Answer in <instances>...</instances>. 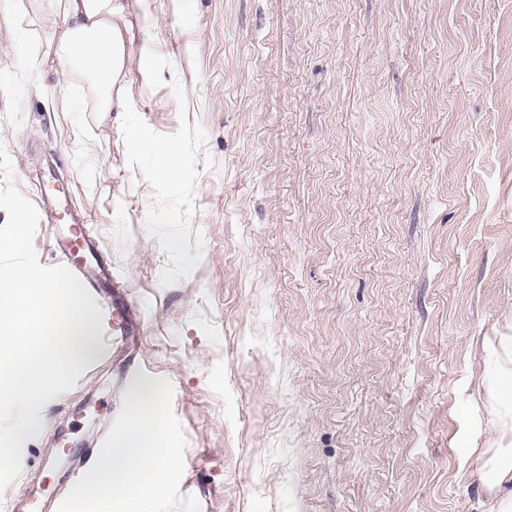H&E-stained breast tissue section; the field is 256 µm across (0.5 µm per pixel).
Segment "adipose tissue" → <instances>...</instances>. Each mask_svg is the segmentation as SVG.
I'll list each match as a JSON object with an SVG mask.
<instances>
[{"instance_id":"obj_1","label":"adipose tissue","mask_w":512,"mask_h":512,"mask_svg":"<svg viewBox=\"0 0 512 512\" xmlns=\"http://www.w3.org/2000/svg\"><path fill=\"white\" fill-rule=\"evenodd\" d=\"M45 25L59 27L46 48L31 57L38 73L52 67L75 79L69 103L75 112H124L129 62L131 10L148 11L149 0H42ZM494 375L491 387L495 447L465 444V457L476 458L487 512H512V336L499 337L488 349Z\"/></svg>"}]
</instances>
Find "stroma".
Listing matches in <instances>:
<instances>
[{
    "mask_svg": "<svg viewBox=\"0 0 512 512\" xmlns=\"http://www.w3.org/2000/svg\"><path fill=\"white\" fill-rule=\"evenodd\" d=\"M16 3L0 145L60 215L34 249L87 224L138 334L42 408L0 507L54 512L138 372L174 387L200 512H486L460 445L496 441L512 335V0H151L125 112L29 73Z\"/></svg>",
    "mask_w": 512,
    "mask_h": 512,
    "instance_id": "stroma-1",
    "label": "stroma"
}]
</instances>
